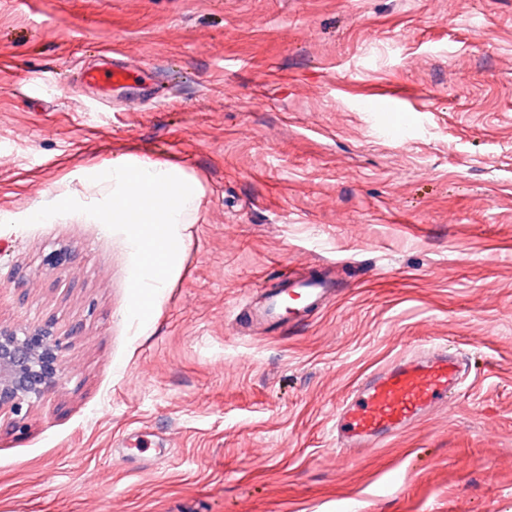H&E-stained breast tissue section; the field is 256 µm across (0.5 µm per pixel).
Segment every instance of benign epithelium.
I'll return each mask as SVG.
<instances>
[{"label":"benign epithelium","mask_w":512,"mask_h":512,"mask_svg":"<svg viewBox=\"0 0 512 512\" xmlns=\"http://www.w3.org/2000/svg\"><path fill=\"white\" fill-rule=\"evenodd\" d=\"M65 349L49 324L34 329L0 325V412L18 416L55 388L66 375Z\"/></svg>","instance_id":"1"}]
</instances>
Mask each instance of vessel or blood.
I'll use <instances>...</instances> for the list:
<instances>
[{
    "mask_svg": "<svg viewBox=\"0 0 512 512\" xmlns=\"http://www.w3.org/2000/svg\"><path fill=\"white\" fill-rule=\"evenodd\" d=\"M86 84L103 88L125 85L123 68L89 69ZM282 287L265 291L254 319L285 324L297 322L335 296L332 280L319 276L298 279L281 276ZM462 364L455 354L433 348L400 359L362 377L336 412V446L347 455L361 453L386 437L402 433L445 407L461 382Z\"/></svg>",
    "mask_w": 512,
    "mask_h": 512,
    "instance_id": "vessel-or-blood-1",
    "label": "vessel or blood"
}]
</instances>
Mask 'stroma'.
Instances as JSON below:
<instances>
[{
	"instance_id": "1",
	"label": "stroma",
	"mask_w": 512,
	"mask_h": 512,
	"mask_svg": "<svg viewBox=\"0 0 512 512\" xmlns=\"http://www.w3.org/2000/svg\"><path fill=\"white\" fill-rule=\"evenodd\" d=\"M130 155L203 190L141 328L125 236L23 223ZM0 214V324L67 347L0 415V512H512V0H0ZM289 263L335 298L238 326ZM427 346L468 358L447 409L341 455L342 398ZM127 72L124 68L116 67H112V69H87L82 78L86 84L111 89L112 87L125 85Z\"/></svg>"
}]
</instances>
